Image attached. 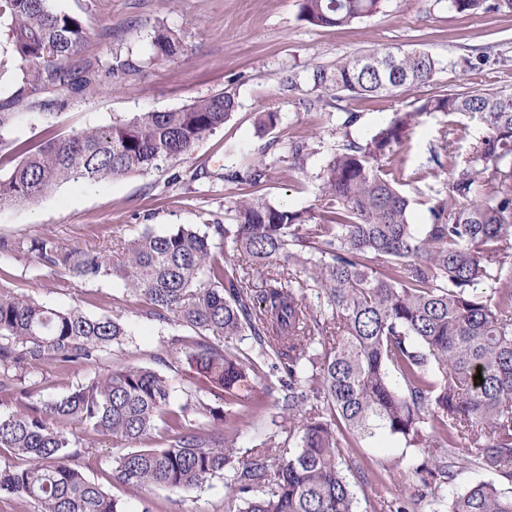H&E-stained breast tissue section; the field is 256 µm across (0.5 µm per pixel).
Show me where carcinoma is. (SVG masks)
Segmentation results:
<instances>
[{"label": "carcinoma", "mask_w": 512, "mask_h": 512, "mask_svg": "<svg viewBox=\"0 0 512 512\" xmlns=\"http://www.w3.org/2000/svg\"><path fill=\"white\" fill-rule=\"evenodd\" d=\"M384 0H302L301 18L343 27L379 13ZM460 13L502 8L512 0H448ZM18 74L0 101V151L21 160L0 179V209L32 204L70 181L99 182L158 170L224 126L237 103L219 93L174 110L141 112L36 146L7 137L23 100L45 91L84 93L99 68L82 56L88 39L80 18L52 0H0ZM156 58L182 52L178 36L154 31ZM440 61L401 49L347 56L333 68H311L319 104L340 92L392 96L432 81ZM132 55L111 57L112 76L141 71ZM476 117L486 135L460 164V125L450 120L428 148L418 178L445 171L451 180L422 193L428 223L409 222L401 190L403 150L424 114ZM265 169L226 168L224 181L257 184ZM321 202L290 209L260 197L233 202L229 224L212 233L180 225L143 233L106 254L69 250L52 240L32 245L48 265L82 277L110 276L139 296L144 313L196 338L186 361L191 385L231 394L251 373L275 379V406L288 420V441L271 436L241 455V425L262 411H223L188 394L175 403L166 377L123 364L38 405L31 370L52 364L77 375L128 336L118 318L59 310L0 288V451L28 462L0 465V497L34 502L37 512H129L86 479L78 441L62 426L132 446L156 428L164 448H140L112 459L113 481L139 489L205 486L223 475L237 512H355L350 478L379 477L351 448L393 438L406 452L382 466L396 481H415L404 495L380 500L376 512H512V494L495 480L461 490L465 470L512 483V92L477 89L432 95L395 111L366 140L346 138L320 172ZM231 248L227 256L223 247ZM492 279L489 294L478 285ZM240 336L251 347L234 352ZM482 379H476V375Z\"/></svg>", "instance_id": "obj_1"}]
</instances>
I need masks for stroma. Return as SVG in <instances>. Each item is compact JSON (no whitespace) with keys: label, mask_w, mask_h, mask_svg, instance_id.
I'll use <instances>...</instances> for the list:
<instances>
[{"label":"stroma","mask_w":512,"mask_h":512,"mask_svg":"<svg viewBox=\"0 0 512 512\" xmlns=\"http://www.w3.org/2000/svg\"><path fill=\"white\" fill-rule=\"evenodd\" d=\"M55 9L82 18L87 53L101 63L99 80L84 94H41L38 102L14 105L17 114L10 138L36 144L47 130L66 136L105 126L138 112L174 110L195 99L227 92L238 107L232 119L205 136L173 163L144 175L100 182L65 183L30 205L0 210V239L14 251L0 253V286L56 309L76 307L92 317L114 316L128 327L129 338L113 345L89 375L126 362L160 369L175 400L188 390L182 358L191 329L172 328L143 315L139 297L109 277L85 279L45 265L28 246L51 239L67 248H99L131 239L143 231L163 234L182 224L204 226L223 220L239 199L264 197L300 209L318 204L320 169L345 135L363 139L399 109L417 99L493 84L512 90V11L462 14L448 0H386L382 13L344 27L308 24L300 0H53ZM175 31L184 52L175 60H152L150 36L156 28ZM495 50L480 69H468L466 57L483 48ZM421 49L440 59L433 80L398 97H353L342 93L311 105L308 83L312 66L330 67L341 58L380 49ZM133 51L144 59L142 72L113 78L106 68L113 52ZM299 88L289 92L286 79ZM279 113L278 124L261 129L260 113ZM358 115L344 129L346 113ZM447 116H421L406 154L408 169L424 163ZM305 142L303 170L289 168L288 148ZM244 162L266 170L256 185L229 183L225 168ZM237 394L247 404L262 403L261 415L244 426L239 453L280 432L284 420L268 395L263 378L252 376ZM85 450V476L108 495L139 512L149 500L154 512H227L223 478L202 488L174 491L150 486L131 489L113 482L112 459L127 445L109 436H88L77 425L66 428Z\"/></svg>","instance_id":"35a3bbf8"}]
</instances>
